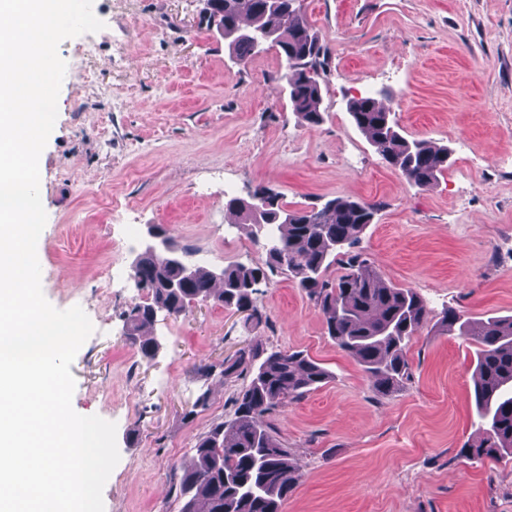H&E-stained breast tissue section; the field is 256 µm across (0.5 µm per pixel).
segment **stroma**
Returning a JSON list of instances; mask_svg holds the SVG:
<instances>
[{
    "label": "stroma",
    "instance_id": "35a3bbf8",
    "mask_svg": "<svg viewBox=\"0 0 512 512\" xmlns=\"http://www.w3.org/2000/svg\"><path fill=\"white\" fill-rule=\"evenodd\" d=\"M297 6L327 48L317 126L293 112L278 50L236 60L204 0H93L104 29L59 46L67 70L40 156L37 257L50 304L80 306L94 326L70 368L72 406L117 425L105 512H180L174 472L248 383L195 368L257 336L329 374L270 417L304 471L280 512H512V458L458 455L481 437L477 347L436 330L448 309L512 316V0ZM369 91L403 136L448 147L436 183L410 184L355 128L347 104ZM262 187L291 210L377 205L357 249L429 309L395 395L377 396L285 273L255 296L261 324L211 302L159 318L154 358L126 336L127 313L148 299L132 278L147 225L208 266L256 265L264 251L225 204Z\"/></svg>",
    "mask_w": 512,
    "mask_h": 512
}]
</instances>
